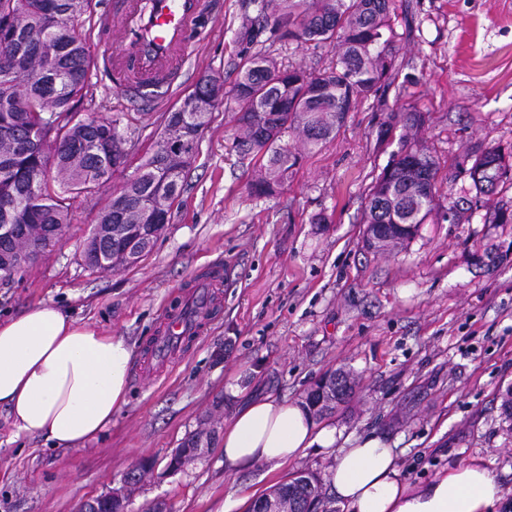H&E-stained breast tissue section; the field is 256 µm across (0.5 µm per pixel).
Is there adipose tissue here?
<instances>
[{
    "instance_id": "obj_1",
    "label": "adipose tissue",
    "mask_w": 512,
    "mask_h": 512,
    "mask_svg": "<svg viewBox=\"0 0 512 512\" xmlns=\"http://www.w3.org/2000/svg\"><path fill=\"white\" fill-rule=\"evenodd\" d=\"M133 348L51 302L0 320V406L16 434L57 448H83L127 402ZM336 428L273 394L250 399L224 422L220 442L232 472L277 468L305 449H335L328 482L344 512H493L504 496L489 471L469 463L429 482H406L391 448L375 434L336 448Z\"/></svg>"
}]
</instances>
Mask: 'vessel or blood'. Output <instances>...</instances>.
Segmentation results:
<instances>
[{"label": "vessel or blood", "mask_w": 512, "mask_h": 512, "mask_svg": "<svg viewBox=\"0 0 512 512\" xmlns=\"http://www.w3.org/2000/svg\"><path fill=\"white\" fill-rule=\"evenodd\" d=\"M222 8V0H113L99 27L119 36L108 63L115 76L124 77L123 93L149 102L157 87L179 86L201 16L220 14ZM226 276L225 268L209 267L188 293L190 311L164 312V333L149 347L147 364L160 365L173 342L200 334V317L215 305L214 291L223 286Z\"/></svg>", "instance_id": "1"}]
</instances>
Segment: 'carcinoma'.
Returning a JSON list of instances; mask_svg holds the SVG:
<instances>
[{
	"mask_svg": "<svg viewBox=\"0 0 512 512\" xmlns=\"http://www.w3.org/2000/svg\"><path fill=\"white\" fill-rule=\"evenodd\" d=\"M92 0H0V280L8 281L58 242L70 223L73 201L107 186L126 168L129 149L119 121L79 113L87 95L92 50L77 33ZM302 47L331 45V66L311 72L285 68L271 56L255 54L238 65L229 88L203 76L192 90L163 115L161 137L108 201L90 230L83 252L90 270L131 267L122 252L124 236L142 231L143 249L151 252L173 216V207L187 186L195 159H174L165 168L164 187L155 184L163 136L179 137L208 128L212 112L226 100L235 104L233 121L242 136L237 151L259 161L264 174L251 184L255 196L278 192L288 170L301 155L281 144L287 131L300 133L318 146L336 137L345 115L361 97L384 94L397 74V33L391 0H260L258 19L247 31L257 41L267 28ZM55 115L50 130L42 115ZM418 112H390L378 135L398 127V149L371 183L363 210L366 230L373 224H405L403 240L437 213L457 224L463 213L484 206L499 186L512 184V166L499 145L479 147L458 162L460 174L483 168L480 178L468 176L469 190L439 203L436 163L406 131L418 128ZM55 176H47L49 168ZM135 228H129V225Z\"/></svg>",
	"mask_w": 512,
	"mask_h": 512,
	"instance_id": "1",
	"label": "carcinoma"
}]
</instances>
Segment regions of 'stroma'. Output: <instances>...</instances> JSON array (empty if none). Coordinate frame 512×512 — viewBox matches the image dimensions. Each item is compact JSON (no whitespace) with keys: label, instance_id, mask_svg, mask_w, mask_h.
Returning <instances> with one entry per match:
<instances>
[{"label":"stroma","instance_id":"35a3bbf8","mask_svg":"<svg viewBox=\"0 0 512 512\" xmlns=\"http://www.w3.org/2000/svg\"><path fill=\"white\" fill-rule=\"evenodd\" d=\"M223 2L222 16L196 33L184 90L205 73L232 85L241 57L258 52L310 71L331 64L328 45L300 47L268 33L246 43L243 26L256 5ZM393 12L399 73L386 110L424 115L415 137L436 162L440 190L457 191L467 182L457 169L466 152L498 145L512 153V0H393ZM81 33L94 55L85 108L119 119L137 143L128 163L136 169L179 97L164 91L153 104L129 103L106 77V43L93 18ZM384 112L370 95L326 144L285 135L302 161L277 195L258 198L249 190L254 162L233 146L231 108L219 107L164 237L124 270L85 267L84 242L107 193L77 199L62 241L0 281V318L52 302L126 337L134 348L128 401L87 449L16 435L0 407V512H78L84 500L120 487L142 458L156 466L133 490L129 512L157 500L171 512H246L295 473L324 481L332 457L315 447L271 472L228 473L216 444L177 474L165 464L203 423L222 430L240 398L298 401L338 368L354 371L359 389L324 425L352 438L381 436L412 484L481 462L507 493L497 512H512V427L500 410V393L512 384V256L491 273L472 262L473 252L512 243V224L488 221L494 208L512 205V188L460 223L431 221L409 242L364 248L367 191L390 156L377 141ZM318 215L326 223H315ZM210 265L230 270L221 306L162 376L143 378L162 311Z\"/></svg>","mask_w":512,"mask_h":512}]
</instances>
